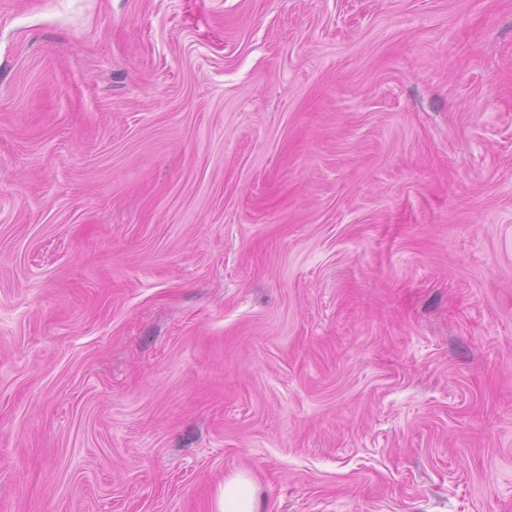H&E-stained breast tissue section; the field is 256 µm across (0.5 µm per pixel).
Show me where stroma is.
I'll use <instances>...</instances> for the list:
<instances>
[{"instance_id": "stroma-1", "label": "stroma", "mask_w": 512, "mask_h": 512, "mask_svg": "<svg viewBox=\"0 0 512 512\" xmlns=\"http://www.w3.org/2000/svg\"><path fill=\"white\" fill-rule=\"evenodd\" d=\"M512 512V0H0V512ZM219 512H260V503L252 480L244 474L224 480L218 498Z\"/></svg>"}]
</instances>
